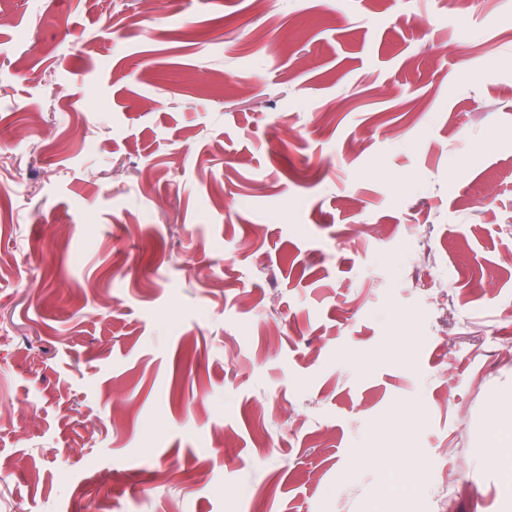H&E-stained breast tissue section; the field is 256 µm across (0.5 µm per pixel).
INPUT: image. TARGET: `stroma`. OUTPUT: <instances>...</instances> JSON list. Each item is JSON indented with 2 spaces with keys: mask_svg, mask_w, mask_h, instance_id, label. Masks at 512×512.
Instances as JSON below:
<instances>
[{
  "mask_svg": "<svg viewBox=\"0 0 512 512\" xmlns=\"http://www.w3.org/2000/svg\"><path fill=\"white\" fill-rule=\"evenodd\" d=\"M509 414L512 0H0V512H512Z\"/></svg>",
  "mask_w": 512,
  "mask_h": 512,
  "instance_id": "1",
  "label": "stroma"
}]
</instances>
